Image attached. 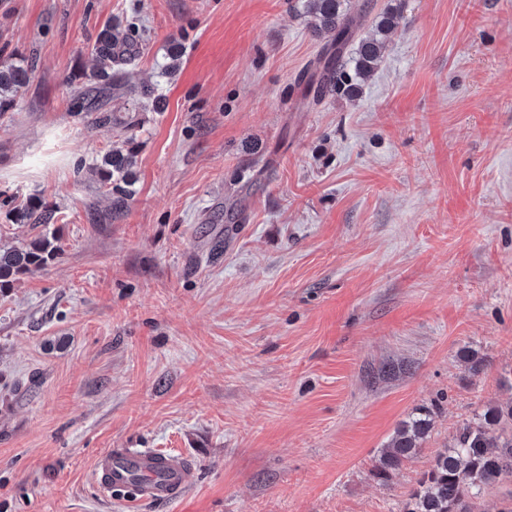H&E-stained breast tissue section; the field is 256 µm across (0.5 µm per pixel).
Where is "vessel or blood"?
I'll use <instances>...</instances> for the list:
<instances>
[{
	"label": "vessel or blood",
	"instance_id": "vessel-or-blood-1",
	"mask_svg": "<svg viewBox=\"0 0 512 512\" xmlns=\"http://www.w3.org/2000/svg\"><path fill=\"white\" fill-rule=\"evenodd\" d=\"M94 479L104 495L129 497L133 504L178 501L192 481V468L165 453L112 448L99 456Z\"/></svg>",
	"mask_w": 512,
	"mask_h": 512
}]
</instances>
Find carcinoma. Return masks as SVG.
Returning a JSON list of instances; mask_svg holds the SVG:
<instances>
[{
	"label": "carcinoma",
	"mask_w": 512,
	"mask_h": 512,
	"mask_svg": "<svg viewBox=\"0 0 512 512\" xmlns=\"http://www.w3.org/2000/svg\"><path fill=\"white\" fill-rule=\"evenodd\" d=\"M307 13L319 27L336 32L334 42L323 49L309 80L312 102L317 104L334 94L347 98L356 95L381 59L382 40L358 38V23L348 14L346 0H308ZM396 8L386 9L376 23L377 33L388 34L399 25ZM356 42L351 58L345 47ZM135 42L126 33L106 24L92 53L99 63V78L108 69L127 64L135 55ZM33 64L0 65V115L17 108V97L30 81ZM132 158L120 150L109 152L96 168L99 181L112 194V209L121 210L132 196L129 168ZM20 228L49 224L52 211L31 199L10 210ZM59 254L55 238L36 236L23 245L0 251V288L22 275L32 274ZM435 412L428 407L415 409L402 421L378 458L373 474L385 482L403 463L416 457L434 428ZM512 477V404L489 405L475 411L463 422L448 448L439 452L431 465L416 479L403 512H473L475 500L497 481Z\"/></svg>",
	"instance_id": "cac0c4a2"
}]
</instances>
